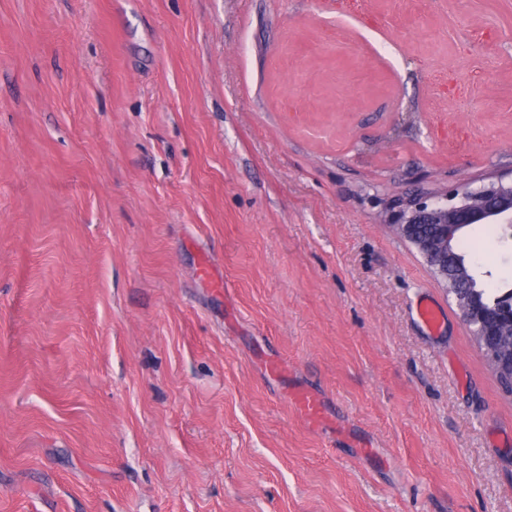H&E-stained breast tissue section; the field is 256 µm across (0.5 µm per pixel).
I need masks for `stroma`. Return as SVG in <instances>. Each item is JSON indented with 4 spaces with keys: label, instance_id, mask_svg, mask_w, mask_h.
Instances as JSON below:
<instances>
[{
    "label": "stroma",
    "instance_id": "35a3bbf8",
    "mask_svg": "<svg viewBox=\"0 0 512 512\" xmlns=\"http://www.w3.org/2000/svg\"><path fill=\"white\" fill-rule=\"evenodd\" d=\"M488 173L512 0H0V512H512V395L383 221ZM291 401L309 424L313 426L320 425L322 421V407L312 394L300 389L291 395Z\"/></svg>",
    "mask_w": 512,
    "mask_h": 512
}]
</instances>
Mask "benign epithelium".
<instances>
[{
	"label": "benign epithelium",
	"instance_id": "obj_1",
	"mask_svg": "<svg viewBox=\"0 0 512 512\" xmlns=\"http://www.w3.org/2000/svg\"><path fill=\"white\" fill-rule=\"evenodd\" d=\"M387 222L445 282L448 294L455 300L462 320L489 364L495 367L504 363L498 336L504 328H512V300H503L499 309L490 313L485 311L477 293L459 292V283L467 278V272L457 259L454 271L448 272V241L459 228L473 224H500L505 232H511L512 180L491 176L476 188L462 184L450 195L421 192L393 198L388 203ZM419 224H434L439 231L431 239L420 238L416 235Z\"/></svg>",
	"mask_w": 512,
	"mask_h": 512
}]
</instances>
